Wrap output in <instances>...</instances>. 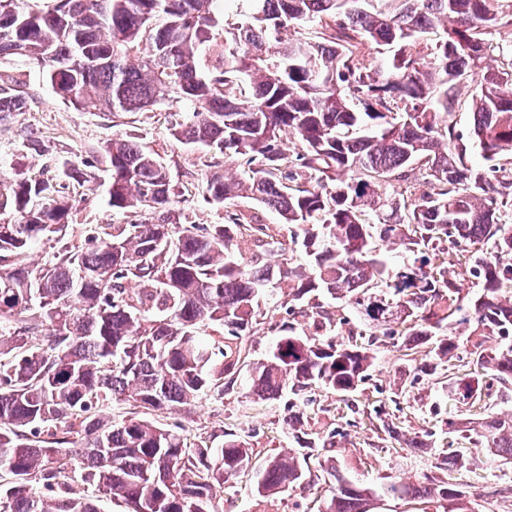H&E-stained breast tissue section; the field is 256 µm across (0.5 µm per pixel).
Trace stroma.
<instances>
[{"label":"stroma","instance_id":"35a3bbf8","mask_svg":"<svg viewBox=\"0 0 512 512\" xmlns=\"http://www.w3.org/2000/svg\"><path fill=\"white\" fill-rule=\"evenodd\" d=\"M0 68L19 75L26 91L34 95L24 111L0 120V180L9 182L20 174L51 179L64 159H87L104 171L109 166L106 143L115 138H134L167 163L182 192L175 207L184 220L197 224L221 222L223 210L206 204L202 191L210 171L228 172L232 165L220 156L202 163V148L182 145L173 138L171 125L183 120L185 105L174 106L166 114L138 112L115 119L107 112L77 110L63 103L41 69L25 60H8L0 63ZM65 193L73 202L68 237L78 236L86 224L121 223V216L103 204L99 193L73 183ZM373 378V385L359 395L360 403L388 400L393 389L400 386L409 393L399 414L400 443L382 450L376 449L377 437L368 427H347L352 413L335 394L318 393L313 408L307 409L295 432L284 422L283 401L254 403L242 378L225 392L223 402H202L191 412L168 415L165 422L179 426L191 443L211 435L236 433L245 446L252 448L254 467L263 465L270 456L295 448L302 437L315 443L311 451L313 462L335 457L337 463L347 467L353 480L363 484H379L387 475L412 478L421 471L433 470L441 459L440 449L414 448L410 442L420 439L425 430L442 429L440 419L426 414L437 400L434 391L426 382L415 380L401 360L399 347L393 345L378 352ZM334 430L340 436L329 452L320 443ZM219 494L224 512H317L329 495V487L317 481L288 495L263 497L255 492L254 474L249 471L230 479Z\"/></svg>","mask_w":512,"mask_h":512}]
</instances>
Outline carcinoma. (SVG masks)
<instances>
[{"label":"carcinoma","instance_id":"cac0c4a2","mask_svg":"<svg viewBox=\"0 0 512 512\" xmlns=\"http://www.w3.org/2000/svg\"><path fill=\"white\" fill-rule=\"evenodd\" d=\"M36 2L0 0V59L37 64L75 109L120 116L189 103L175 139L243 170L206 180L203 201L224 209V223L183 224L168 166L140 143L106 146L103 182L94 165L64 160L58 178L103 190L108 208L134 216L91 224L78 244L56 184H0V512H101L106 502L124 512H223L216 488L252 468L236 434L191 447L162 424L111 410L130 400L147 414L222 402L244 369L254 400L291 395V429L320 390L396 440L386 407L353 405L378 349L396 339L448 410L474 395L469 416L445 422L461 449L448 442L443 465L478 482L485 476L467 449L512 462V413L495 411L512 390V225L502 222L512 216V62L483 66L499 48L491 36L512 32V0H240L233 21L224 0ZM311 23L322 29L317 41L304 36ZM438 27L443 37L422 45ZM368 43L391 53L387 67L366 62ZM470 73L469 139L483 173L468 167L451 119ZM26 104L23 82L0 72V113ZM416 170L430 191L410 201L382 191ZM238 198L294 226L307 263H293L269 225L234 208ZM243 237L260 248L246 262L232 250ZM41 243L52 255L27 263ZM385 243L412 258L393 261ZM458 253L468 262L452 278ZM321 297L358 314L340 343L332 334L344 317L322 309ZM270 301L309 315L311 332L271 323L278 339L251 361L245 339ZM471 321L482 334L465 345L450 331ZM468 358L473 371L455 375ZM313 447L266 460L256 492L310 481ZM314 478L332 489L319 512L416 499L457 512L471 487L431 471L364 485L334 464Z\"/></svg>","mask_w":512,"mask_h":512}]
</instances>
